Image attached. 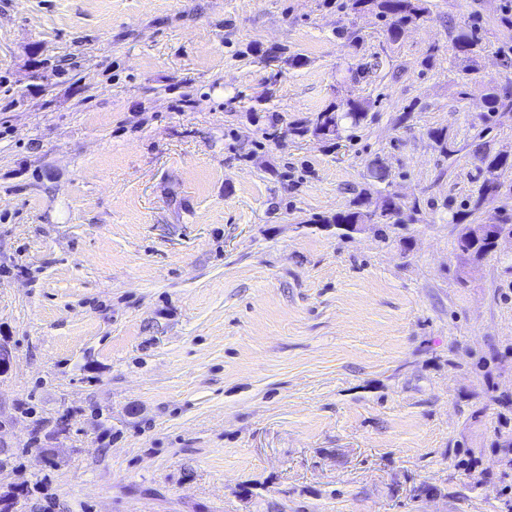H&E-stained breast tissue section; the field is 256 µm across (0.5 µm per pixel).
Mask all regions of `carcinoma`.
Masks as SVG:
<instances>
[{
    "label": "carcinoma",
    "mask_w": 512,
    "mask_h": 512,
    "mask_svg": "<svg viewBox=\"0 0 512 512\" xmlns=\"http://www.w3.org/2000/svg\"><path fill=\"white\" fill-rule=\"evenodd\" d=\"M351 7L356 12H369L387 22V35L393 42L399 39L404 27L419 21L429 11L428 0H351ZM455 44L459 52L464 55L467 62L474 61L481 49V36L477 28L467 26L460 28L455 36ZM489 111L485 116L487 132L492 124L493 114L500 108L512 107V95H500L492 92L488 97ZM371 108L367 100H348L343 104L333 105L319 113L308 122H297L288 129L289 134L295 137L313 136L334 145H339L344 133L349 128H356L367 121ZM440 152L451 158L459 152L455 140L448 136L444 130H435L430 133ZM481 161L486 165L489 177L480 186L477 196L469 203L467 212L453 216V221L461 225L457 236V249L468 260L478 261L493 252L497 245V238L501 234H512V224L503 221L500 224L479 228L472 224H465L466 216L479 210L482 195L487 190L496 191L502 187L495 172L504 168H512V162L502 155H490L483 152ZM404 205L395 201L391 194L383 196L380 206L372 210L366 206L364 194L354 197L346 209L334 215L322 216L315 220L317 224H334L341 229L344 224H369L371 229L385 236L384 229L402 226L401 215Z\"/></svg>",
    "instance_id": "carcinoma-1"
}]
</instances>
